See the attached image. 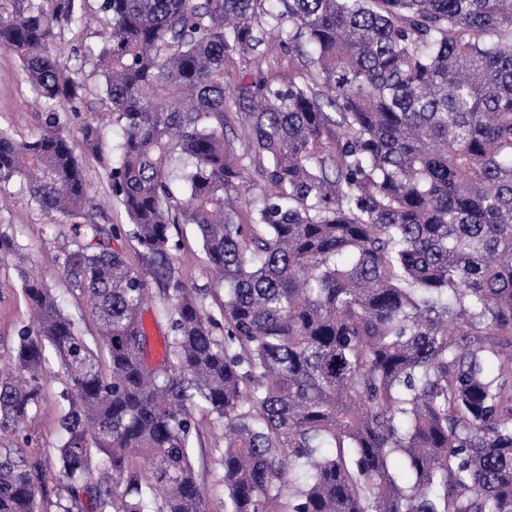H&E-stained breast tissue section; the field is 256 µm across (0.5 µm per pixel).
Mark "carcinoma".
Here are the masks:
<instances>
[{"instance_id":"carcinoma-1","label":"carcinoma","mask_w":512,"mask_h":512,"mask_svg":"<svg viewBox=\"0 0 512 512\" xmlns=\"http://www.w3.org/2000/svg\"><path fill=\"white\" fill-rule=\"evenodd\" d=\"M275 31L309 74L227 89L224 61ZM0 49L44 107L27 137L0 125V187L73 226L57 264L93 322L17 266L32 316L0 368V512H75L81 493L206 512L199 415L222 430L224 512H512V0H5ZM229 103L264 159L253 198ZM75 137L126 228L97 221ZM181 224L217 312L178 270ZM26 250L0 226L1 256ZM51 355L49 471L22 445Z\"/></svg>"}]
</instances>
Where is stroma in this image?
Instances as JSON below:
<instances>
[{"label":"stroma","instance_id":"obj_1","mask_svg":"<svg viewBox=\"0 0 512 512\" xmlns=\"http://www.w3.org/2000/svg\"><path fill=\"white\" fill-rule=\"evenodd\" d=\"M257 69L279 84L300 79L306 72L303 58L285 51L279 40L275 39L269 41L261 62L239 56L227 60L224 80L233 85L242 76ZM18 71L17 59L10 52L0 49V123L10 126L14 133L25 136L38 125L39 107L34 103L28 86L20 82ZM50 222V217L30 207L26 196L18 193L16 187L10 185L0 189V224L15 228L27 246L29 266L55 276L59 273V248L63 240L73 237L74 230L68 225L53 230L49 227ZM177 258L183 278L191 285L208 289L209 305H220L224 300V290L214 281L193 226L183 227ZM16 263L13 257L0 259V365L8 363L16 333L29 317L28 305L16 276ZM60 416V407L55 398H48L32 416L26 430L28 455L49 467L54 464L55 448L63 442ZM215 446L210 425L202 424L191 455L200 481L209 490V512H224L221 471L213 462L212 450Z\"/></svg>","mask_w":512,"mask_h":512}]
</instances>
